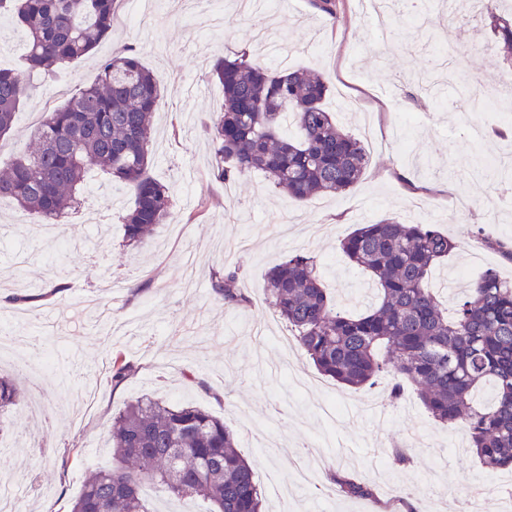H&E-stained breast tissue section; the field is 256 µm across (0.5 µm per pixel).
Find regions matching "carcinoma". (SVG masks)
Returning <instances> with one entry per match:
<instances>
[{
  "label": "carcinoma",
  "instance_id": "1",
  "mask_svg": "<svg viewBox=\"0 0 512 512\" xmlns=\"http://www.w3.org/2000/svg\"><path fill=\"white\" fill-rule=\"evenodd\" d=\"M115 0H0V14L26 41L29 74L58 77L112 33ZM502 49L512 54V21L483 0ZM212 76L224 108L209 126L218 177L236 182L253 171L297 201L350 190L367 167L361 142L325 106L324 78L307 70L272 71L244 55L220 57ZM160 79L135 50L115 49L97 82L46 113L35 148L0 171L8 198L36 224H59L80 205L98 171L133 192L124 240L138 246L167 221L170 187L152 173V114ZM25 76L0 69V138L30 97ZM457 243L432 224L392 219L362 224L340 241L344 256L374 284L368 307L352 316L333 302L312 257L288 255L267 273L264 291L293 331L298 348L323 376L350 387L390 378L389 397L416 387L432 418L464 424L470 451L487 467L512 471V282L485 271L458 301L454 316L428 286L431 270ZM212 289L229 308L250 305L238 269L214 273ZM118 385L137 367L116 351ZM487 386L493 398L484 403ZM19 400L16 383L0 378V412ZM112 468L84 479L72 512H152L142 497L154 484L175 498H199L208 512H262L263 498L235 434L217 416L191 404L151 396L129 401L111 430ZM347 497H371L370 486L332 474Z\"/></svg>",
  "mask_w": 512,
  "mask_h": 512
}]
</instances>
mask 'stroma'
<instances>
[{
	"instance_id": "35a3bbf8",
	"label": "stroma",
	"mask_w": 512,
	"mask_h": 512,
	"mask_svg": "<svg viewBox=\"0 0 512 512\" xmlns=\"http://www.w3.org/2000/svg\"><path fill=\"white\" fill-rule=\"evenodd\" d=\"M223 3L220 25L193 0H166L164 13L139 28L122 24L128 5L117 0L110 38L70 65L65 79L46 84L40 76L30 78L32 102L60 106L95 81L113 47H135L162 79L152 174L172 191L171 214L147 243L126 246L123 216L131 191L95 177L81 207L60 228L58 257L40 250L31 222L15 204L0 208V225L7 228L0 236V326L34 341L42 356L59 363L58 373L42 380L52 416L32 437L25 433L32 380L17 362L0 361V374L22 391L5 417L15 449L0 458V482L13 488L21 512H41L47 503L52 512H71L85 473L112 465L113 416L129 400L149 394L223 419L253 465L267 512H407L395 489L426 479L433 482V512H467L469 489L493 473L470 453L449 448V439L467 440L465 429L434 421L411 390L390 407L382 425L371 415H356L361 400L385 402V385L349 388L320 377L297 348L281 352L272 339L288 327L265 295V277L285 256H312L341 308L361 311L368 280L343 256L339 242L361 220L393 218L436 225L457 242L432 275L446 305H454L462 288L486 270L512 281V262L487 249L481 235L495 225V238L512 249V209L499 205L500 172L491 165L494 149L512 146V121L490 122L485 142L475 143L467 136L475 113L459 84L440 86L456 101L454 112L435 97L417 101L408 95L409 83L430 74L433 56L446 43L460 48L462 71L494 80L512 63L489 17L451 10L446 0H430L417 19L390 16L387 41L358 0H336L332 16L310 0H280L276 8L252 14L242 13L235 0ZM428 27L439 38L427 46L421 32ZM243 52L272 70L282 65L273 58L279 52L287 55L288 68L323 76L328 109L368 156L356 186L299 202L253 172L225 188L207 131L224 104L211 67L216 58ZM460 197L469 207L453 212ZM225 267L239 268L251 307L229 309L215 299L212 275ZM114 277L121 288L99 292V284ZM59 283L64 297L46 295L48 285ZM134 284L144 285V292L130 293ZM23 294L35 296L40 327L13 320L8 300ZM115 348L138 367L117 387L107 370ZM192 368L198 374L189 384L184 373ZM327 405L336 406L335 421L324 420ZM266 425L288 446V455L258 450L256 433ZM398 442L413 448L408 466L389 460ZM301 443L307 457L321 459V468L314 483L280 498L269 475L293 479ZM336 472L374 488L375 497L324 499L326 476Z\"/></svg>"
}]
</instances>
